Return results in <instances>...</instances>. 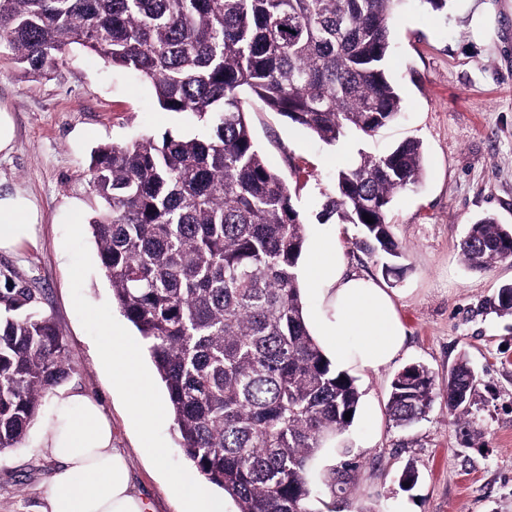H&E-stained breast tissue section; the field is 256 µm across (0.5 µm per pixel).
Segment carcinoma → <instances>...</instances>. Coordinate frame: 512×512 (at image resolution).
<instances>
[{
  "instance_id": "cac0c4a2",
  "label": "carcinoma",
  "mask_w": 512,
  "mask_h": 512,
  "mask_svg": "<svg viewBox=\"0 0 512 512\" xmlns=\"http://www.w3.org/2000/svg\"><path fill=\"white\" fill-rule=\"evenodd\" d=\"M402 0H0V44L26 74L46 76L73 46L148 80L166 112L206 123L204 136L96 148L91 219L112 298L137 329L164 384L181 448L237 512H316L312 463L356 414L355 379L325 357L304 317L299 262L305 224L285 179L258 150L245 100L326 145L373 136L402 97L386 62ZM420 142L360 154L336 176L318 220L353 224L355 247L401 273L387 221L393 197L417 186ZM369 215L374 223L365 222ZM459 251L472 269L512 260V227L488 216ZM0 453L17 448L43 402L71 373L64 337L27 288L0 294ZM495 312L512 318V284ZM477 377L467 358L436 385L411 364L391 381L389 421L407 428L442 397L473 422Z\"/></svg>"
}]
</instances>
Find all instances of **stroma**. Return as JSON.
Wrapping results in <instances>:
<instances>
[{"mask_svg": "<svg viewBox=\"0 0 512 512\" xmlns=\"http://www.w3.org/2000/svg\"><path fill=\"white\" fill-rule=\"evenodd\" d=\"M388 70L403 98L404 117L375 137L329 146L275 112L246 102L252 133L267 164L288 182L307 237L331 236L347 273L388 288L406 328L394 363L356 375L362 401L385 407L396 373L412 363L444 383L460 357L478 377L476 434L457 426L444 400L410 428L379 422V440L364 447L359 422L337 438L338 462L357 468L345 491L323 492L317 512H512V324L489 302L512 283V261L473 270L458 244L470 224L492 215L512 225V0H448L432 11L425 0H404L393 26ZM0 106L11 112L16 138L0 157V193L21 190L37 205L35 243L0 251V292L31 289L35 304L64 337L70 378L66 390L101 400L116 448L132 462V480L149 512H178L174 478L202 477L178 445L164 386L142 355L160 414L143 440L98 353L107 331L138 332L112 300L89 220L100 205L90 183L95 148L147 135L203 133L194 115L162 110L151 83L73 47L58 73L24 74L0 48ZM406 140L422 145L425 173L412 191L397 194L388 220L406 246L403 277L382 273L384 256L356 251L357 229L317 219L336 174L360 153L389 151ZM41 422L24 444L0 454V512H45L57 462L40 444ZM414 466L418 480L400 476Z\"/></svg>", "mask_w": 512, "mask_h": 512, "instance_id": "stroma-1", "label": "stroma"}]
</instances>
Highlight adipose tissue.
Returning a JSON list of instances; mask_svg holds the SVG:
<instances>
[{
	"mask_svg": "<svg viewBox=\"0 0 512 512\" xmlns=\"http://www.w3.org/2000/svg\"><path fill=\"white\" fill-rule=\"evenodd\" d=\"M37 213L24 195H0V249L35 240ZM301 282L316 307L309 320L325 356L339 370L375 372L400 357L406 329L392 295L376 281L345 275L332 241L315 238ZM102 356L125 386L142 432L157 409L140 357L121 335H106ZM43 448L60 463L47 488L49 512H145L128 459L113 446L112 421L101 401L58 393L42 433Z\"/></svg>",
	"mask_w": 512,
	"mask_h": 512,
	"instance_id": "adipose-tissue-1",
	"label": "adipose tissue"
}]
</instances>
